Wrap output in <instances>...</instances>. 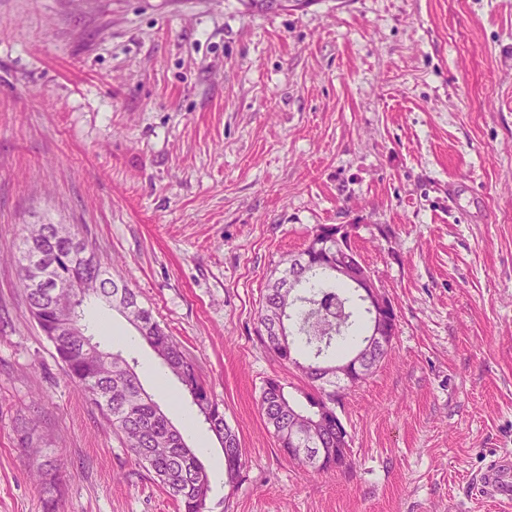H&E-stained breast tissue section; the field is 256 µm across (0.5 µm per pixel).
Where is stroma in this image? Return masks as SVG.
Here are the masks:
<instances>
[{"label": "stroma", "mask_w": 512, "mask_h": 512, "mask_svg": "<svg viewBox=\"0 0 512 512\" xmlns=\"http://www.w3.org/2000/svg\"><path fill=\"white\" fill-rule=\"evenodd\" d=\"M0 512H177L68 383L30 314L28 224L75 225L183 347L238 432L224 454L119 314L106 344L211 480L208 512H512L475 478L512 455V0H0ZM351 224L398 331L336 411L350 463L305 472L258 410L270 274Z\"/></svg>", "instance_id": "obj_1"}]
</instances>
